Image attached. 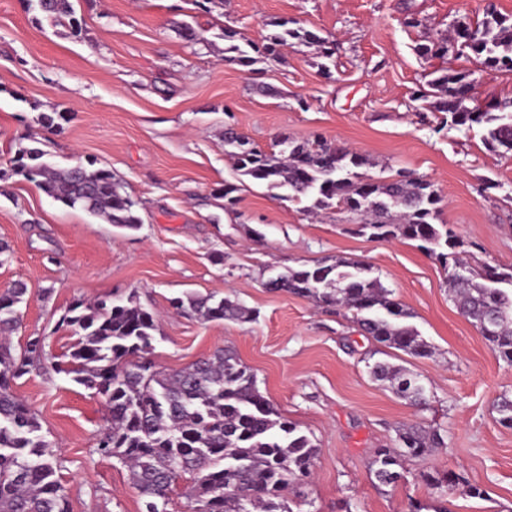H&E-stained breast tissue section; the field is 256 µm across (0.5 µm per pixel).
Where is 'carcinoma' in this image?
I'll return each mask as SVG.
<instances>
[{
  "label": "carcinoma",
  "instance_id": "1",
  "mask_svg": "<svg viewBox=\"0 0 512 512\" xmlns=\"http://www.w3.org/2000/svg\"><path fill=\"white\" fill-rule=\"evenodd\" d=\"M38 10L53 24L81 31L71 0H42ZM473 30L468 49L481 64L512 71V20L488 5L483 18L462 21ZM280 31L249 50L232 44V60L251 66L260 57L275 61L292 39L325 40L288 22ZM255 52L254 58L249 52ZM470 71H448L430 81V90L415 100L446 112L458 125H487L488 150L512 153V111L476 112L465 105L462 85ZM235 168L241 175L271 189H285L288 198L310 200L309 211L335 203L361 216L359 232L375 239L405 238L443 266L462 268V280L448 277L459 313L475 326L492 324L484 336L499 359L512 365V266L504 268L471 255L458 256L464 240L435 224L440 198L432 185L410 175L395 181L367 183L352 169L362 160L348 148L319 137L298 142L286 135L276 152L248 146L235 130H224ZM45 151L21 147L15 173L49 197L71 208L127 230L141 224L136 203L115 182L112 173L77 168L56 169L42 161ZM358 262L290 269L269 281L280 290L303 296L318 306L341 307L356 314L365 336L415 357L432 355V347L400 319L405 312L389 291L366 276ZM27 288L16 283L0 296V512H69L68 499L56 477L57 463L40 435L37 416L14 394L12 382L44 355V340L28 339L20 351L8 339L20 324L19 304ZM172 306L207 321L242 320L246 310L228 300L188 294ZM75 340L57 372L104 397L108 425L99 452L127 465L132 484L143 500V512H167L176 479L191 478L193 512H292L286 492L312 475L317 448L297 424L284 419L260 392L253 371L234 351L219 348L208 358L173 373L155 369L145 357L156 322L135 294L120 300L78 303L59 321ZM370 374L390 384L396 394L422 405L426 391L420 379L386 361L370 366ZM399 445L374 453V476L383 485L401 477L398 468L410 457L444 444L438 428L408 426L398 430Z\"/></svg>",
  "mask_w": 512,
  "mask_h": 512
}]
</instances>
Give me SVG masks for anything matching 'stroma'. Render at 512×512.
<instances>
[{
    "instance_id": "obj_1",
    "label": "stroma",
    "mask_w": 512,
    "mask_h": 512,
    "mask_svg": "<svg viewBox=\"0 0 512 512\" xmlns=\"http://www.w3.org/2000/svg\"><path fill=\"white\" fill-rule=\"evenodd\" d=\"M512 18V0H72L80 33L53 25L33 0H0V291L28 288L14 346L45 339L40 365L14 393L34 412L58 463L70 512H141L130 472L96 449L106 423L103 397L56 373L71 338L59 319L77 302L137 294L159 329L148 355L171 373L232 348L260 392L317 447L311 480L289 494L293 512H512V429L497 402L512 397V366L499 360L461 316L447 275L416 242L358 234L357 214L314 213L264 183L239 176L224 153L233 126L271 150L281 135H322L363 155L360 176L387 181L407 172L438 192L441 219L478 258L512 266V154L489 151L485 125H456L421 107L413 91L433 71L479 70L476 96L512 100V72L480 70L472 53L423 56L488 4ZM289 19L324 38L287 48L284 62L245 67L227 58L234 42L262 44ZM416 26H408V19ZM192 26L196 39L184 37ZM235 33L225 40V29ZM54 126H44L42 114ZM39 141L48 162L94 161L137 203L140 228L121 232L48 197L14 172L19 148ZM236 185L225 209L222 190ZM360 261L433 348L419 358L361 335L350 311L269 287L288 269ZM192 293L248 310L239 321H205L173 311ZM420 375L426 408L375 380L371 352ZM440 428L442 447L407 459L393 485L371 471L375 449L397 443L399 427ZM465 478L442 498L423 476ZM483 489L470 496L468 485Z\"/></svg>"
}]
</instances>
